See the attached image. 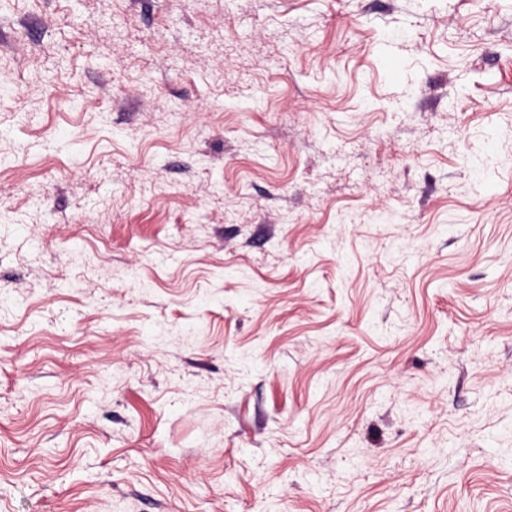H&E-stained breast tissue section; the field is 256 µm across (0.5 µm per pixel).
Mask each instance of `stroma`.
<instances>
[{"instance_id": "stroma-1", "label": "stroma", "mask_w": 512, "mask_h": 512, "mask_svg": "<svg viewBox=\"0 0 512 512\" xmlns=\"http://www.w3.org/2000/svg\"><path fill=\"white\" fill-rule=\"evenodd\" d=\"M0 512H512V0H0Z\"/></svg>"}]
</instances>
